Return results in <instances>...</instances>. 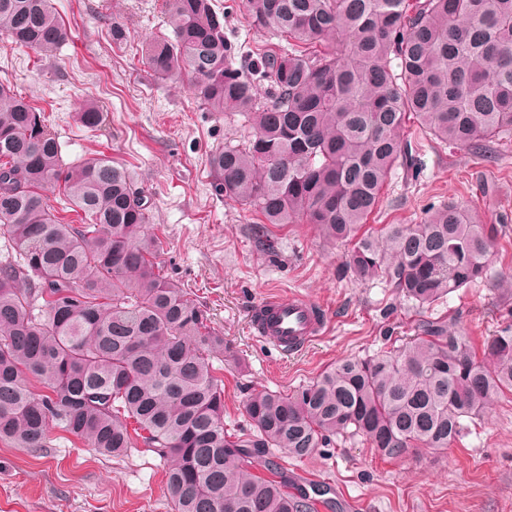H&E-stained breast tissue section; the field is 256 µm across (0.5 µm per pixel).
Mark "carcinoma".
<instances>
[{
    "mask_svg": "<svg viewBox=\"0 0 512 512\" xmlns=\"http://www.w3.org/2000/svg\"><path fill=\"white\" fill-rule=\"evenodd\" d=\"M243 5L287 45L243 52L214 0H164L173 38L146 43L142 63L187 77L207 111L247 131L210 165L218 193L263 216L260 249L269 224H311L348 245L356 279L381 280L418 313L399 346L386 337L289 393L251 392L242 433L224 424V337L156 261L129 171L102 152L65 163L46 118L0 82V239L15 253L0 259V443L40 451L55 426L105 457L147 448L167 464L171 512H312L280 454L306 459L347 434L388 459L446 450L512 391L511 325L480 358L459 319L428 313L495 277V225L450 202L421 224L359 234L393 171L415 164L406 119L481 160L512 130V0ZM66 36L52 0H0L1 40L50 58ZM102 117L93 103L77 113L92 131ZM56 186L81 223L48 205Z\"/></svg>",
    "mask_w": 512,
    "mask_h": 512,
    "instance_id": "1",
    "label": "carcinoma"
}]
</instances>
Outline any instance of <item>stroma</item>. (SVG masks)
Instances as JSON below:
<instances>
[{
    "instance_id": "obj_1",
    "label": "stroma",
    "mask_w": 512,
    "mask_h": 512,
    "mask_svg": "<svg viewBox=\"0 0 512 512\" xmlns=\"http://www.w3.org/2000/svg\"><path fill=\"white\" fill-rule=\"evenodd\" d=\"M162 2L53 0L66 42L45 59L0 40V80L50 116L65 162L101 151L131 172L151 205V230L162 243L158 263L185 285L233 350L224 360V422L240 430L252 390L290 391L340 359L372 354L383 335H410L416 309L380 281L353 277L346 246L324 240L312 225H282L272 231L274 250L254 248L248 229L260 215L215 193L209 163L215 150L239 142L241 128L203 110L185 79H159L141 62L145 41L172 33ZM216 4L239 43L279 48L276 35L247 22L241 0ZM116 24L127 33L119 44L112 41ZM88 100L105 116L95 132L77 120ZM403 136L417 148L418 167L392 174L369 223L419 224L430 207L456 201L477 223L500 225L492 266L503 287L477 284L440 306L460 315L482 346L512 324V132L490 162L431 141L412 119ZM289 293L321 305L331 328L285 359L251 335L247 313L267 295ZM282 464L315 486L334 483L327 512H344L347 497L365 501V512H512V394L445 451L386 459L362 438L340 436L311 458ZM163 467L142 448L102 457L54 427L47 448L36 453L0 444V512H171Z\"/></svg>"
}]
</instances>
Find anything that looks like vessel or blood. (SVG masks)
<instances>
[{
  "mask_svg": "<svg viewBox=\"0 0 512 512\" xmlns=\"http://www.w3.org/2000/svg\"><path fill=\"white\" fill-rule=\"evenodd\" d=\"M248 321L258 338L283 356H292L325 335L328 320L321 309L298 294L270 296L257 302Z\"/></svg>",
  "mask_w": 512,
  "mask_h": 512,
  "instance_id": "b4317fda",
  "label": "vessel or blood"
}]
</instances>
